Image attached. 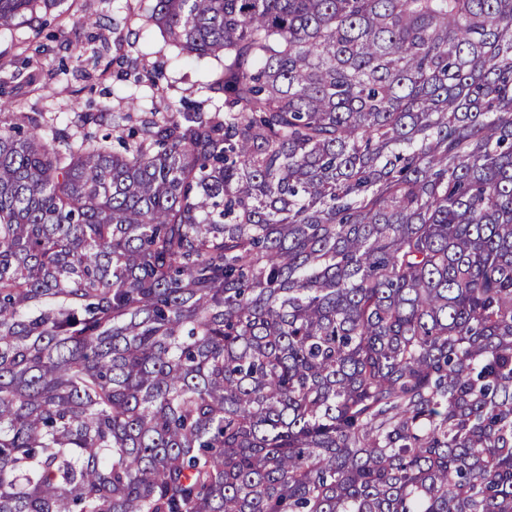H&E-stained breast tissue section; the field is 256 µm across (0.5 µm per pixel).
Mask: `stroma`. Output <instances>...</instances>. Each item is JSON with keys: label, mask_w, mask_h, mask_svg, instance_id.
<instances>
[{"label": "stroma", "mask_w": 512, "mask_h": 512, "mask_svg": "<svg viewBox=\"0 0 512 512\" xmlns=\"http://www.w3.org/2000/svg\"><path fill=\"white\" fill-rule=\"evenodd\" d=\"M130 0H61L40 29L20 25L0 33V90L17 112H43L54 125L77 132V111L105 118L148 112L160 103L146 84L123 80L113 59L132 44L133 55L160 66V89L187 101L202 102L219 67L214 60L175 56L157 32L129 35L125 25ZM111 17L106 29L79 28L78 19ZM39 73L29 83L31 73Z\"/></svg>", "instance_id": "obj_1"}]
</instances>
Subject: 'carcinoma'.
Instances as JSON below:
<instances>
[{
	"mask_svg": "<svg viewBox=\"0 0 512 512\" xmlns=\"http://www.w3.org/2000/svg\"><path fill=\"white\" fill-rule=\"evenodd\" d=\"M139 2L211 111L0 100V512H512V0Z\"/></svg>",
	"mask_w": 512,
	"mask_h": 512,
	"instance_id": "obj_1",
	"label": "carcinoma"
}]
</instances>
